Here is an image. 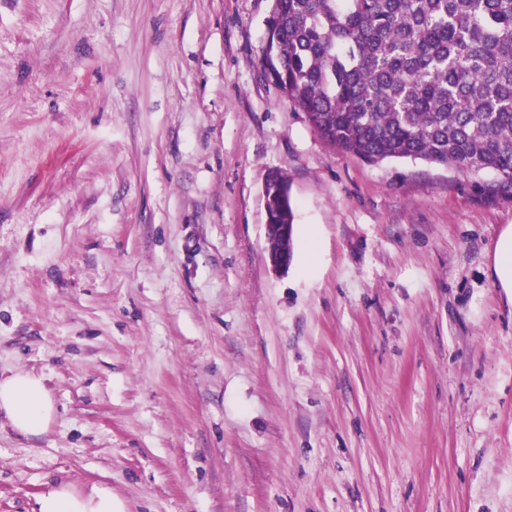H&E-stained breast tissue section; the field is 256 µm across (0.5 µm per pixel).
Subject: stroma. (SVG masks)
Masks as SVG:
<instances>
[{
	"mask_svg": "<svg viewBox=\"0 0 512 512\" xmlns=\"http://www.w3.org/2000/svg\"><path fill=\"white\" fill-rule=\"evenodd\" d=\"M272 0H0V512H512V199L327 145L262 75ZM288 177L293 256L263 186ZM276 173L272 172L267 176L263 187L264 197L266 191L267 207L272 223L269 224V217L266 211V223L264 226L266 237L275 236L278 241V246L275 249L269 250V262L276 271H284L288 269L292 257L293 232H291L290 228L293 227V211L290 198L281 192L279 183L269 184L266 190L267 182ZM493 274L512 301V226L500 237L493 260ZM44 375L0 373V411L25 436L43 434L55 415ZM35 512H123L114 503L112 489L102 484L76 493L68 485L47 483L37 498Z\"/></svg>",
	"mask_w": 512,
	"mask_h": 512,
	"instance_id": "1",
	"label": "stroma"
}]
</instances>
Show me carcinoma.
<instances>
[{
    "mask_svg": "<svg viewBox=\"0 0 512 512\" xmlns=\"http://www.w3.org/2000/svg\"><path fill=\"white\" fill-rule=\"evenodd\" d=\"M263 70L328 145L512 195V0H272ZM273 224L293 223L268 185Z\"/></svg>",
    "mask_w": 512,
    "mask_h": 512,
    "instance_id": "obj_1",
    "label": "carcinoma"
}]
</instances>
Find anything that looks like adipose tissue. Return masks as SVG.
Instances as JSON below:
<instances>
[{"instance_id":"obj_1","label":"adipose tissue","mask_w":512,"mask_h":512,"mask_svg":"<svg viewBox=\"0 0 512 512\" xmlns=\"http://www.w3.org/2000/svg\"><path fill=\"white\" fill-rule=\"evenodd\" d=\"M0 411L13 428L26 436L43 434L55 415L44 376L0 373ZM37 512H120L112 490L102 484L77 493L63 484H47L37 498Z\"/></svg>"}]
</instances>
